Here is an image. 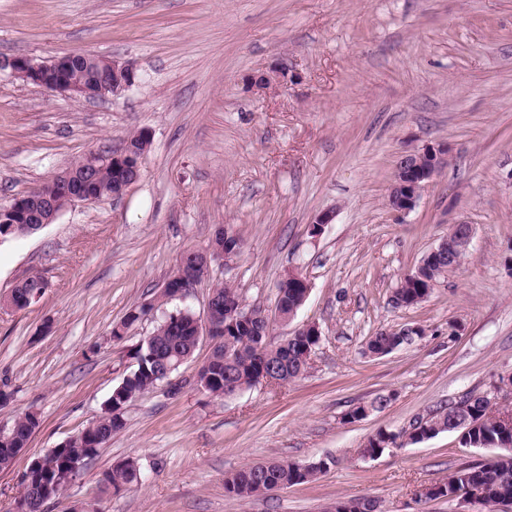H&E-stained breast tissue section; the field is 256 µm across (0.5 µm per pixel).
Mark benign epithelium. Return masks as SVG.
<instances>
[{
  "label": "benign epithelium",
  "instance_id": "obj_1",
  "mask_svg": "<svg viewBox=\"0 0 512 512\" xmlns=\"http://www.w3.org/2000/svg\"><path fill=\"white\" fill-rule=\"evenodd\" d=\"M83 56L81 52H70L57 56L49 61L37 63L26 56H15L0 60V72L7 71L17 79L32 83L50 90L68 93L84 100H94L109 94H117L132 86L136 73L132 64L108 61V67H99L82 79L72 77V67L75 58ZM142 158L135 157L130 150L122 149L108 155L97 153L87 155L83 175L79 178L64 172L61 174L60 190L52 196L34 197L27 193L15 198L9 205L0 207V219L7 214L13 224H36L46 226L53 223L59 214L77 201L96 202L97 177L96 170L102 165L112 166V173L119 183V193L136 181L139 176ZM448 162V149L443 146H426L401 158L398 163L388 201L390 207L397 212L411 210L421 196L426 185L444 169ZM473 228L458 223L448 232V236L438 243V251L448 250V256L455 257L451 266H457L463 260V254L468 251ZM179 271L170 276L164 283L175 298H180L192 292L199 279L196 278L195 266L180 259ZM296 311H286L282 303H276L274 312L264 309L256 312L244 309L241 304L230 305L218 298L216 294L209 295L205 313L197 317V341L208 339L216 343L217 334L227 326L247 318L259 321V332L270 335L276 327L285 329L284 340L303 336L314 328L311 323L302 324L292 329L288 325L294 319ZM512 396V377H504L495 387V394L487 398L488 408L498 413L499 422L512 428V402L501 403L499 396ZM447 498L463 506L461 512H468L466 507L482 504V498L470 488L457 486L448 490ZM49 499L45 487L33 485L31 496L17 503V512H31Z\"/></svg>",
  "mask_w": 512,
  "mask_h": 512
}]
</instances>
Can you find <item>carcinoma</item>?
<instances>
[{
  "label": "carcinoma",
  "instance_id": "cac0c4a2",
  "mask_svg": "<svg viewBox=\"0 0 512 512\" xmlns=\"http://www.w3.org/2000/svg\"><path fill=\"white\" fill-rule=\"evenodd\" d=\"M443 259L430 256L424 260L417 273L403 279L393 294V302L401 307L414 306L423 302L430 294V283L440 277L439 264ZM47 283L38 274H32L16 285L19 294H43ZM282 301L288 308H300L303 305L304 289L286 283L280 289ZM194 313L190 310L179 313L176 321L166 319L155 328L150 336L133 350L137 364L131 375L117 386L105 403L103 415L92 422L79 435L71 438L69 446L46 457V465L52 468L50 477L63 471L70 461L88 454L92 448H103L125 426V412L128 404L138 395L155 387L165 380V363H174L179 356L188 361L195 352ZM317 336H297L288 345L272 344L259 335L255 322H239L220 336L214 351V361L199 372V381L203 390L215 398L224 397V386L236 383L240 388H249L258 383L263 370L274 368L282 383H288L302 375L307 369V354L317 343ZM406 343V337L391 331H379L371 337L366 350L371 354H388ZM464 413L476 426L464 434L460 444L472 448H500L503 453L473 465L459 468L448 476V485L468 486L488 501L503 494L512 495V449L505 443H512V429L499 425L493 418L482 396H469ZM457 416L454 407L439 411L425 421H416L413 429L427 426L428 431L436 428H448V424ZM40 426L38 414L29 411L14 420L6 436L12 439L13 447L25 448L32 435ZM325 462L310 465L288 460L256 463L242 468L224 478V489L229 495L246 500L271 491L275 487L288 488L306 483L322 473ZM139 478V469L133 461L113 465L104 473L103 481L116 490L133 483Z\"/></svg>",
  "mask_w": 512,
  "mask_h": 512
}]
</instances>
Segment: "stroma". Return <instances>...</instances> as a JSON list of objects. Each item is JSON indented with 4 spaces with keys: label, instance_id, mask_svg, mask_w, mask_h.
<instances>
[{
    "label": "stroma",
    "instance_id": "stroma-1",
    "mask_svg": "<svg viewBox=\"0 0 512 512\" xmlns=\"http://www.w3.org/2000/svg\"><path fill=\"white\" fill-rule=\"evenodd\" d=\"M80 50L132 63L134 84L86 101L0 74V206L133 133L151 146L122 196L75 202L0 243V295L34 273L48 283L27 308H0V431L27 411L41 422L0 471V512H14L35 458L99 418L166 313L203 314L220 284L245 307L274 308L292 270L310 285L294 322L321 331L303 375L215 399L194 384L211 351L201 342L178 390L163 382L133 400L124 429L44 512H324L340 497L458 512L419 491L494 449L451 432L400 436L512 375V0H0V57ZM438 144L447 166L411 211H393L401 157ZM459 222L474 230L464 261L425 301L394 306ZM222 225L239 254L158 304L181 255ZM148 302L153 313L113 340ZM412 326L423 334L411 344L366 354L377 332ZM379 395L386 408L345 422ZM381 430L398 441L366 456ZM127 459L138 483L106 489L104 472ZM279 459L327 468L249 500L225 493V475Z\"/></svg>",
    "mask_w": 512,
    "mask_h": 512
}]
</instances>
